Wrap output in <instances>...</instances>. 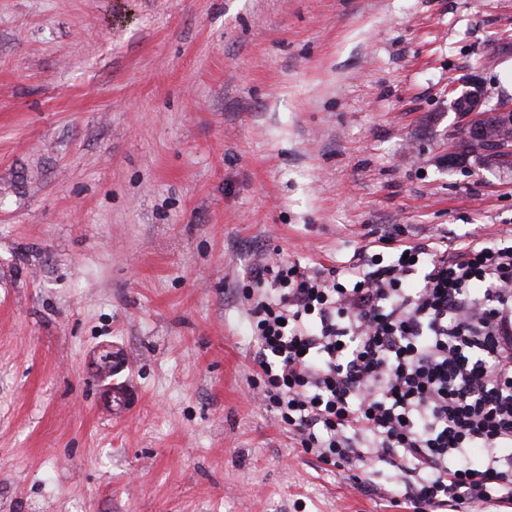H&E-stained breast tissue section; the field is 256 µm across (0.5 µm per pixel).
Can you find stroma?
Returning a JSON list of instances; mask_svg holds the SVG:
<instances>
[{
	"label": "stroma",
	"instance_id": "obj_1",
	"mask_svg": "<svg viewBox=\"0 0 512 512\" xmlns=\"http://www.w3.org/2000/svg\"><path fill=\"white\" fill-rule=\"evenodd\" d=\"M473 83L512 100V0H0V512H411L253 397L241 286L512 231L448 161Z\"/></svg>",
	"mask_w": 512,
	"mask_h": 512
}]
</instances>
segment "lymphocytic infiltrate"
<instances>
[{
    "label": "lymphocytic infiltrate",
    "instance_id": "f902f5d3",
    "mask_svg": "<svg viewBox=\"0 0 512 512\" xmlns=\"http://www.w3.org/2000/svg\"><path fill=\"white\" fill-rule=\"evenodd\" d=\"M382 244L251 265L263 400L316 460L398 472L412 512L512 503V236Z\"/></svg>",
    "mask_w": 512,
    "mask_h": 512
}]
</instances>
